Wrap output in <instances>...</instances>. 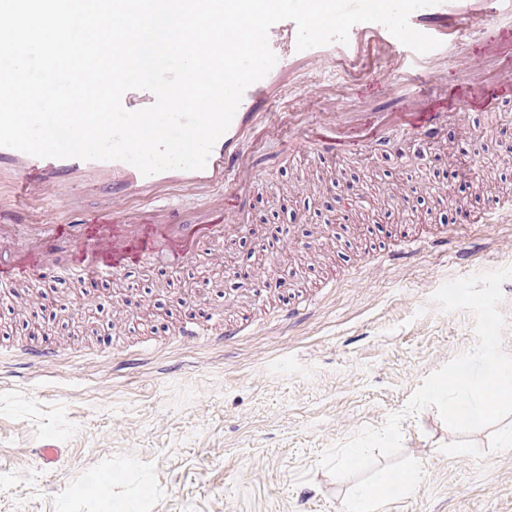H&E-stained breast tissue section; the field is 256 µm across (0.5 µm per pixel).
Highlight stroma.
I'll return each instance as SVG.
<instances>
[{"label": "stroma", "mask_w": 512, "mask_h": 512, "mask_svg": "<svg viewBox=\"0 0 512 512\" xmlns=\"http://www.w3.org/2000/svg\"><path fill=\"white\" fill-rule=\"evenodd\" d=\"M316 73L292 77L281 109L313 114ZM512 106L448 121L446 138L422 146L399 132L345 159L260 148L248 224L296 227L271 238L230 235L182 267L155 261L98 277L107 333L86 335L75 306L85 266L69 238L58 266L24 306L0 300V512H344L351 481L319 465L331 444L403 413L402 452L420 461L415 492L380 512H512V415L468 435L434 408L404 409L432 372L476 342L469 312H443L431 296L458 277L512 266V216L448 239L440 216L512 197ZM359 181L388 211L359 233L328 212ZM422 250L391 251L400 238ZM283 280L221 298L207 277L236 255ZM194 279L201 329L240 318L228 343L180 341L183 312L166 289ZM51 339L57 358L32 364L22 346ZM65 398H58V390ZM63 451L46 472L36 448Z\"/></svg>", "instance_id": "1"}]
</instances>
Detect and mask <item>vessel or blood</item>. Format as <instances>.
I'll return each instance as SVG.
<instances>
[{"label":"vessel or blood","instance_id":"1","mask_svg":"<svg viewBox=\"0 0 512 512\" xmlns=\"http://www.w3.org/2000/svg\"><path fill=\"white\" fill-rule=\"evenodd\" d=\"M409 21L414 29L439 39L440 47L418 53L401 44L382 24L362 22L350 29L347 42L301 51L294 22L273 25L268 42L276 63L245 91L229 129L201 170L145 176L120 161L39 158L0 147V171L11 176L9 199L0 204V224L39 227L32 244L34 261L19 264L0 254V280L37 279L55 269L52 243L59 234L70 236L84 265L97 272L118 275L163 252L175 254L181 263H191L203 243H220L227 233L244 227L242 215L257 174L248 142H261L266 130L278 128L285 150L308 147L326 161L343 158L367 145V130H376L378 138H385L387 130L380 125L383 115L373 107L376 96L370 88L394 77L419 84L390 118L421 142L439 137L449 113L463 119L471 112L499 111L512 102V0H441L414 11ZM469 23L480 24V39L468 36L465 26ZM452 57L459 66L442 100L429 94L428 86ZM491 59L499 60L502 72L486 80L481 73ZM323 65L347 76L348 92L362 99L363 111L347 118L336 107L314 122L301 112L276 111L275 91L287 75ZM89 186L100 201L93 214L81 202ZM217 186L222 189L218 195L213 192ZM165 188L203 200L209 220L184 223L172 204L158 206L148 223L129 218L127 203Z\"/></svg>","mask_w":512,"mask_h":512}]
</instances>
